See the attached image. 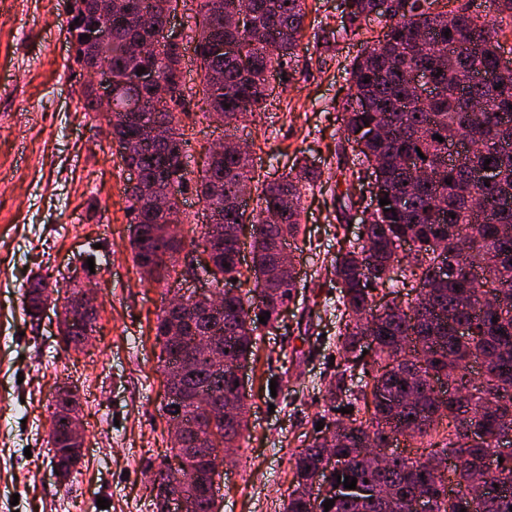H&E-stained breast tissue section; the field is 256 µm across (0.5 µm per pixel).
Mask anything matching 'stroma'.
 I'll return each mask as SVG.
<instances>
[{"label": "stroma", "mask_w": 512, "mask_h": 512, "mask_svg": "<svg viewBox=\"0 0 512 512\" xmlns=\"http://www.w3.org/2000/svg\"><path fill=\"white\" fill-rule=\"evenodd\" d=\"M199 0L171 22L182 33L183 79L200 87L194 52ZM307 16L292 78L273 79L260 112L238 122L262 180L296 162L319 167L325 188L306 191L294 242L305 287L278 329L259 331L246 366L249 429L218 481L220 512H283L293 489L296 454L316 435L320 393L336 370L331 345L340 323L329 267L338 245L339 204L332 189L338 117L347 71L362 38L325 46L322 31L341 23V0H306ZM64 0H0V512H156L149 481L159 464L177 468L164 406L155 340L164 288L205 292L202 275L145 283L129 247V171L104 129L85 115V73L73 61ZM188 169L199 174L222 124L188 99ZM184 252L203 260L207 217L194 186L181 196ZM76 272L94 288L98 317L87 345L65 351L54 318L31 320L25 290L35 275L62 281ZM76 385L83 457L58 478L48 444L59 387ZM109 502L99 510L97 499Z\"/></svg>", "instance_id": "1"}]
</instances>
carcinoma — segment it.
<instances>
[{"instance_id":"carcinoma-1","label":"carcinoma","mask_w":512,"mask_h":512,"mask_svg":"<svg viewBox=\"0 0 512 512\" xmlns=\"http://www.w3.org/2000/svg\"><path fill=\"white\" fill-rule=\"evenodd\" d=\"M96 0H67L69 24L100 20ZM134 6L153 14L156 28L138 30L117 16L112 17V38L105 52L112 62V114L104 116L112 142L143 141L139 153L121 157L135 166L142 183L160 188L169 180L184 188L190 181L186 167L189 139L182 128L185 101L193 91L178 97L158 98L129 82L128 71L136 67L134 48L152 38L162 50L154 64L167 76L183 83L179 46L167 43L166 4L169 0H133ZM451 22L442 18L439 0H411L408 13L372 17L376 0H344L338 29L326 30L325 43L352 39L378 20L382 37L365 41L361 55L348 71L349 93L342 105L341 129L346 143L362 140L358 156H373L380 165V192L389 204L376 209L354 241L340 247L331 259L335 277L343 283L336 297V311L344 328L335 348L342 365L324 384L327 409L320 415L323 428L294 461V490L285 512H310L302 481L315 468L320 449H336V474L357 479V491H341L329 512H403L405 501L417 488L428 485L436 499L432 512H512V484L491 488L480 499L468 494L471 468L496 454L499 430L512 424V72L498 75V84H485L472 73L497 71L501 45L497 19H512V0H487L486 14L471 10L467 0H457ZM201 29L195 52L203 73H222L221 84L202 79L200 111L225 121H239L261 110L268 91V74L287 72L297 57L306 17L305 0H200ZM449 35H444V32ZM100 56L82 40L75 44V63L84 71L97 66ZM416 70L430 73L434 97L423 98L411 86ZM86 114L100 115L95 89L82 91ZM143 101V111L126 112L132 99ZM158 126L168 137L157 141L144 137L143 129ZM381 127L384 136L369 137ZM440 135L444 141L434 139ZM478 135L483 148L452 155L448 145ZM490 163H485V160ZM496 172L492 183L480 180L484 168ZM322 172L303 165L295 174L265 183L253 169L232 153L209 160L196 181L197 196L209 210L203 239L214 244L216 281L243 277L240 270L239 231L252 227V264L246 280L253 286L243 295L224 299L219 310L195 302L182 311L162 310L155 336L166 364L188 353L195 336L208 334L228 350L230 361L247 360L257 342L245 339L258 330L259 317L270 313L265 327H277L278 309L292 301L297 285L291 272L281 268V252L300 231L303 190L321 183ZM257 192V210L246 214L244 192ZM132 201L130 246L136 267L155 268L160 285L178 275L167 258L183 251L181 233L166 239L156 234L159 216L154 214L140 187L128 186ZM453 231L470 241L463 262L454 260ZM409 246L401 278L387 276V264L402 245ZM49 282L42 276L30 281L25 310L35 318L43 291ZM491 286L498 291L497 308L476 315L465 301ZM395 289V297L375 310L374 291ZM407 293H402V290ZM181 327L180 340L167 330L172 321ZM466 325L470 333L457 332ZM371 342H364V336ZM372 348L371 361H361L364 349ZM480 360L484 371L474 387V407L469 415L436 391L440 378L461 389L472 384L470 361ZM362 369L354 381L356 369ZM199 390L211 392L213 400L232 397L238 408L247 409L248 393L236 386L228 369L218 373L207 366L181 380L184 426L204 416L195 402ZM349 412L336 416L339 406ZM75 391H57L51 413L49 443L52 463L69 475L82 452L70 436V417L78 415ZM342 425V436L328 438L327 423ZM477 428L480 445H457L458 433ZM410 431V438L452 453L455 487L448 490L444 472L431 473L411 457L391 446L395 430ZM219 445L208 453L185 457V466L174 471L158 469L160 484L155 497L157 512H171L169 494L192 500L191 512H217L216 501L203 483L211 472L224 466V448L236 447L244 437L240 422L217 426ZM390 450L388 467L373 468L368 454Z\"/></svg>"}]
</instances>
